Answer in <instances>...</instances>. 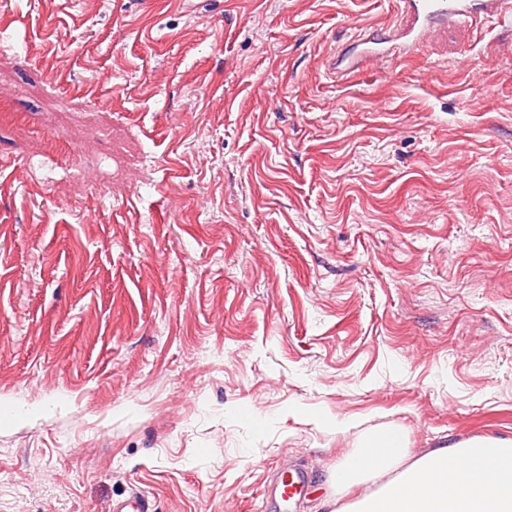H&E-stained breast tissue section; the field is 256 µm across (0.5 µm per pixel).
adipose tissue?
<instances>
[{"label":"adipose tissue","mask_w":512,"mask_h":512,"mask_svg":"<svg viewBox=\"0 0 512 512\" xmlns=\"http://www.w3.org/2000/svg\"><path fill=\"white\" fill-rule=\"evenodd\" d=\"M326 483L363 488L338 512H512V438L472 437L410 457L399 428L366 434Z\"/></svg>","instance_id":"1"}]
</instances>
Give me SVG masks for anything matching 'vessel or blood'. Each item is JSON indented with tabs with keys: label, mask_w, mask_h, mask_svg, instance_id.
Wrapping results in <instances>:
<instances>
[{
	"label": "vessel or blood",
	"mask_w": 512,
	"mask_h": 512,
	"mask_svg": "<svg viewBox=\"0 0 512 512\" xmlns=\"http://www.w3.org/2000/svg\"><path fill=\"white\" fill-rule=\"evenodd\" d=\"M403 23L394 34L395 53L410 55L433 25L467 20L478 15L502 17L512 13V0H399Z\"/></svg>",
	"instance_id": "obj_1"
}]
</instances>
